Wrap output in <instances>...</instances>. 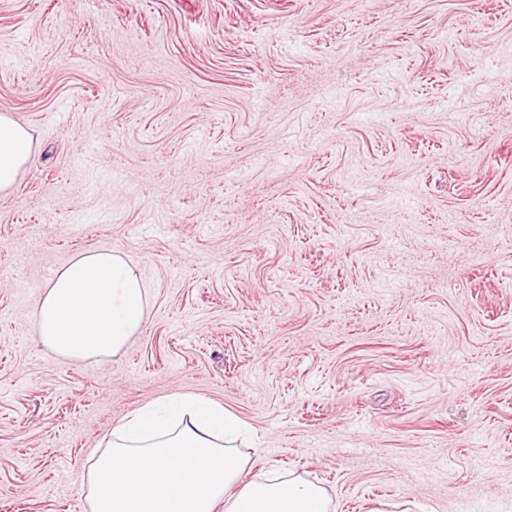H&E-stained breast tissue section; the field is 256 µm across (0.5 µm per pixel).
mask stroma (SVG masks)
Returning <instances> with one entry per match:
<instances>
[{"mask_svg":"<svg viewBox=\"0 0 512 512\" xmlns=\"http://www.w3.org/2000/svg\"><path fill=\"white\" fill-rule=\"evenodd\" d=\"M0 512H88L102 438L190 394L334 512H512V0H0ZM109 250L139 336L45 286ZM34 151L30 131L10 115L0 114V193L10 191ZM148 292L118 253L84 252L46 285L36 314L41 343L75 360L122 351L145 320Z\"/></svg>","mask_w":512,"mask_h":512,"instance_id":"stroma-1","label":"stroma"}]
</instances>
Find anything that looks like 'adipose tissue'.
Returning <instances> with one entry per match:
<instances>
[{
	"mask_svg": "<svg viewBox=\"0 0 512 512\" xmlns=\"http://www.w3.org/2000/svg\"><path fill=\"white\" fill-rule=\"evenodd\" d=\"M34 151L30 131L0 114V193ZM148 292L117 253L84 252L46 285L36 314L41 343L75 360L122 351L145 320ZM161 419L148 405L115 425L86 467L90 512H330L326 490L298 478L252 474L228 440L240 428L222 406L173 399Z\"/></svg>",
	"mask_w": 512,
	"mask_h": 512,
	"instance_id": "adipose-tissue-1",
	"label": "adipose tissue"
}]
</instances>
